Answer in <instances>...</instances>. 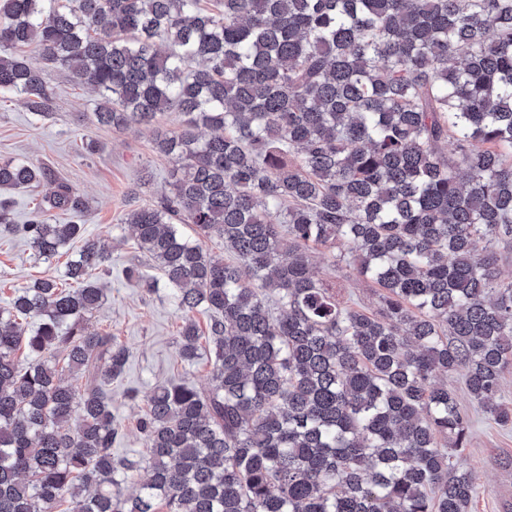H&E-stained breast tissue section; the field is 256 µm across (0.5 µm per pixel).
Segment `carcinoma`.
Returning <instances> with one entry per match:
<instances>
[{"instance_id":"obj_1","label":"carcinoma","mask_w":512,"mask_h":512,"mask_svg":"<svg viewBox=\"0 0 512 512\" xmlns=\"http://www.w3.org/2000/svg\"><path fill=\"white\" fill-rule=\"evenodd\" d=\"M213 2L0 0V100L48 116L27 49L92 87L99 124L152 131L168 191L124 223L163 283L128 275L185 313L184 361L213 315L211 387H156L127 493L109 387L130 351L87 331L109 252L50 223L88 208L68 183L0 158V190L53 185L28 224L1 198L0 230L37 260L82 242L66 282L0 307V512H469L470 425L439 376L512 424V0ZM314 249L375 283L378 310L337 299Z\"/></svg>"}]
</instances>
